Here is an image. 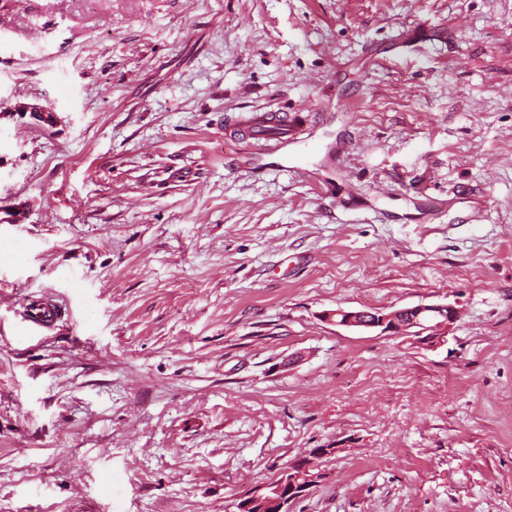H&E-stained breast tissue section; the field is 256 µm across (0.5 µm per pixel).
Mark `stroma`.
<instances>
[{
  "label": "stroma",
  "mask_w": 512,
  "mask_h": 512,
  "mask_svg": "<svg viewBox=\"0 0 512 512\" xmlns=\"http://www.w3.org/2000/svg\"><path fill=\"white\" fill-rule=\"evenodd\" d=\"M327 447L293 512H512V0H0V512H236ZM37 300H39V304L36 305L35 309L31 308L32 311H36L34 318L28 316V305L26 306V322H28L29 327L37 326L48 328L56 320L59 314V306L52 298L42 297ZM336 317V324L352 330H379L380 334L414 336L429 347L446 342L448 327L458 317L451 304H419L388 313L366 310L336 309L328 318Z\"/></svg>",
  "instance_id": "1"
}]
</instances>
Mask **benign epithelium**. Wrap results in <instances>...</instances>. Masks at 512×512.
Wrapping results in <instances>:
<instances>
[{
	"label": "benign epithelium",
	"instance_id": "benign-epithelium-1",
	"mask_svg": "<svg viewBox=\"0 0 512 512\" xmlns=\"http://www.w3.org/2000/svg\"><path fill=\"white\" fill-rule=\"evenodd\" d=\"M458 317L451 304H419L388 313L366 310L338 309L328 318L352 330H371L386 335L413 336L429 347L446 342L448 327ZM322 473L311 463L299 469L285 471L266 484L250 490L236 504L239 512H291L292 505L304 497L309 489L319 483Z\"/></svg>",
	"mask_w": 512,
	"mask_h": 512
}]
</instances>
